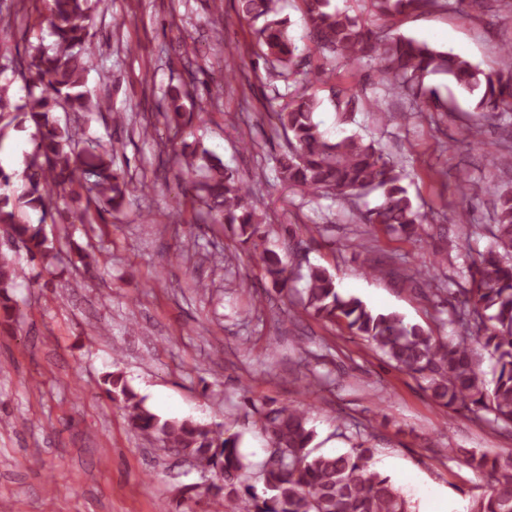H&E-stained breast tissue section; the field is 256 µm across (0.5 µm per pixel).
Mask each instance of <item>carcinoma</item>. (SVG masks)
Segmentation results:
<instances>
[{
    "label": "carcinoma",
    "instance_id": "obj_1",
    "mask_svg": "<svg viewBox=\"0 0 512 512\" xmlns=\"http://www.w3.org/2000/svg\"><path fill=\"white\" fill-rule=\"evenodd\" d=\"M36 2L38 26H46L55 41L51 46L31 47L19 62L20 76L27 85L41 89L40 94L31 92L23 104L14 106L6 91L0 90V119H8L9 126L28 124L36 130L22 187H14L15 174L0 168V228L49 271L60 258L43 224H93L91 212L102 218L121 211L131 188L125 171L115 167L119 152L115 145L105 148L83 142L57 117L60 111H112L84 89L85 58L94 53L91 29L98 0ZM239 2V20L251 24L261 58L277 77L289 82L307 62L297 53L288 19L280 17L278 0ZM301 2L306 30L321 57L331 64L329 69L312 71L315 81L328 82L336 66L351 73L369 65L373 86L404 99L402 111L392 115L398 119L407 112L448 111L447 101L427 84L434 75H446L476 95L470 132H477L482 122L498 113H512V45L502 49L501 69L486 72L464 57L381 23L395 14L439 7L443 0H369V20L331 9V0ZM189 95L176 86L165 97L163 114L175 139L182 137L193 119L201 118V113L186 110L182 103ZM334 96L343 124L353 122L361 106L380 109L379 100L368 99L364 87H343ZM316 107L313 96L297 91L272 108L287 142L286 150L272 158L281 181L309 196L348 202L378 190L380 204L365 211L361 223L420 240L430 217L408 195L404 169L375 142L359 135L331 140L314 120ZM172 146L184 194L204 199L210 222L229 226L252 244L253 256L274 287L282 291L293 279L304 281L300 291L304 310L331 324H343L395 368L426 381L439 406L478 415L493 428L512 429V179L491 189L495 215L487 228L491 245L473 262L467 285L458 282L456 288L446 290L426 282L433 297L455 296L448 322L457 336L447 339L406 322L396 312H375L360 299L342 295L327 267L294 263L293 245L282 246L280 253L268 248L256 220L250 183L205 149L184 140ZM82 190L86 206L74 211L65 198L79 199ZM26 209L41 213L39 223L25 219ZM21 277L22 269L14 259L0 254L1 325L16 318L14 290ZM483 353L495 360L491 387L478 367ZM103 385L111 401L123 404L134 430L219 476V483L197 493L209 498L214 509L229 502L234 512H409L406 499L390 479L370 469L372 449L360 446L347 453L313 454L315 431L298 407L285 405L264 413L268 456L260 496L247 483L250 463L238 447V436L225 435L221 425L159 417L118 373L106 374ZM465 463L488 477L487 489L474 497L470 512H512V454L490 457L470 452Z\"/></svg>",
    "mask_w": 512,
    "mask_h": 512
}]
</instances>
